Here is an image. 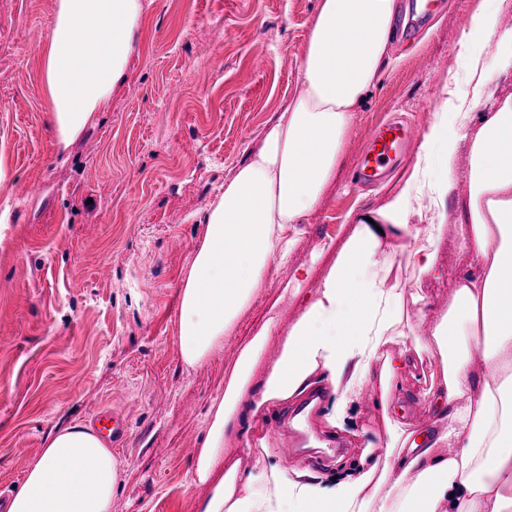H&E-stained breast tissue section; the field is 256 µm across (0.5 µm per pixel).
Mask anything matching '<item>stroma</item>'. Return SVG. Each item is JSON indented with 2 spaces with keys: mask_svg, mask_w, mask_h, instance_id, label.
Instances as JSON below:
<instances>
[{
  "mask_svg": "<svg viewBox=\"0 0 512 512\" xmlns=\"http://www.w3.org/2000/svg\"><path fill=\"white\" fill-rule=\"evenodd\" d=\"M144 29L127 81L109 110L60 150L40 81L56 0H0V489L21 485L51 430L123 412L129 431L113 448L119 485L112 512H195L208 493L193 481V457L212 401L270 307L281 312L262 360L269 369L357 222L387 204L414 159L374 185L359 184L356 159L376 127L394 118L427 133L445 101L471 86L465 33L489 0H453L410 40L391 38L379 82L354 116L320 205L288 225L287 262H272L223 349L185 368L178 346V285L204 234L201 219L228 171L260 145L263 127L301 89V65L318 0H145ZM470 163L459 151L445 205L411 201L410 223L440 224L439 262L460 274L461 202ZM309 271L292 298L296 268ZM397 275L421 291L412 325L448 310V287L410 266ZM428 362L398 380L388 407L359 400L351 432L303 433L300 458L327 456L331 476L364 448L383 452L382 412L412 428L425 414Z\"/></svg>",
  "mask_w": 512,
  "mask_h": 512,
  "instance_id": "1",
  "label": "stroma"
}]
</instances>
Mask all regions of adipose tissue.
Listing matches in <instances>:
<instances>
[{"label":"adipose tissue","mask_w":512,"mask_h":512,"mask_svg":"<svg viewBox=\"0 0 512 512\" xmlns=\"http://www.w3.org/2000/svg\"><path fill=\"white\" fill-rule=\"evenodd\" d=\"M395 16L396 0H319L302 92L266 124L257 151L230 170L202 218L204 236L178 291L185 367L223 348L263 288L269 264L287 259L293 241L286 227L319 205L333 179L354 114L389 58ZM143 21V0H57L41 80L60 149L109 108L128 77ZM493 38L498 68H512V31L496 34L491 12L468 28L472 64ZM488 86L479 74L470 101L437 113L405 187L373 221L358 222L262 381L254 371L278 324L277 309L242 348L204 422L193 480L209 492L197 512H512V95L475 127L464 110L482 102ZM462 148L470 179L460 247L473 268L450 283L447 312L419 335L404 317L402 287L389 283L377 256L384 238L408 232L412 194L445 203L448 173ZM417 234L420 245L400 252V260L441 277V225ZM408 336L415 353L435 356L438 380L424 393L434 416L426 437L388 417L384 455L359 458L337 477L266 463L258 417L325 383L337 400L323 419L344 429L370 380L389 398L412 360L386 346ZM232 433L252 449L253 467L225 461L224 440ZM118 475L111 448L90 426L59 427L29 464L9 512H112ZM242 486L248 495H239Z\"/></svg>","instance_id":"adipose-tissue-1"}]
</instances>
